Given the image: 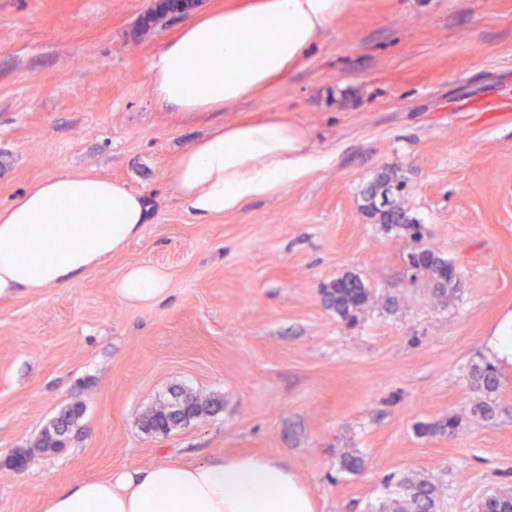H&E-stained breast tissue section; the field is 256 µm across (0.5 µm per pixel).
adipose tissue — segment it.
I'll return each mask as SVG.
<instances>
[{"instance_id":"ef3b65f1","label":"adipose tissue","mask_w":512,"mask_h":512,"mask_svg":"<svg viewBox=\"0 0 512 512\" xmlns=\"http://www.w3.org/2000/svg\"><path fill=\"white\" fill-rule=\"evenodd\" d=\"M361 0H237L198 12L149 64L150 93L177 117L218 116L304 62L308 51ZM309 130L277 117L218 122L178 154L166 177L200 220L271 196L313 165ZM143 193L91 172L46 177L0 208V298L79 281L140 236ZM151 306L168 292L165 271L130 267L114 288ZM44 512H315L287 462L218 455L194 464L161 462L81 480L49 498Z\"/></svg>"}]
</instances>
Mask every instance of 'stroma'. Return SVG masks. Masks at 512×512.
Segmentation results:
<instances>
[{
	"mask_svg": "<svg viewBox=\"0 0 512 512\" xmlns=\"http://www.w3.org/2000/svg\"><path fill=\"white\" fill-rule=\"evenodd\" d=\"M152 2L0 0V207L59 171L152 201L141 236L77 283L0 299V512L218 454L286 461L317 512H381L407 475L438 485V512H480L512 486V365L488 345L512 315V0H362L302 67L224 110L228 123L305 125L315 167L205 222L165 173L212 126L150 94V58L181 27L141 31ZM382 173L421 242L456 264L447 296L409 280V234L367 215L364 189ZM141 263L169 276L148 307L113 291ZM345 274L374 295L353 321L323 301ZM488 365L491 392L473 378ZM179 390L219 406L145 431ZM73 405L67 447L42 451ZM19 451L28 466L10 471ZM345 454L364 469L341 470ZM80 414V409L76 410H68L63 413L60 417H58L55 421L51 423V426L44 429L42 435L39 439V447L45 450V448H51L48 446L54 439H57V435L55 431H58L64 423L71 430L72 426L75 423L76 417Z\"/></svg>",
	"mask_w": 512,
	"mask_h": 512,
	"instance_id": "35a3bbf8",
	"label": "stroma"
}]
</instances>
